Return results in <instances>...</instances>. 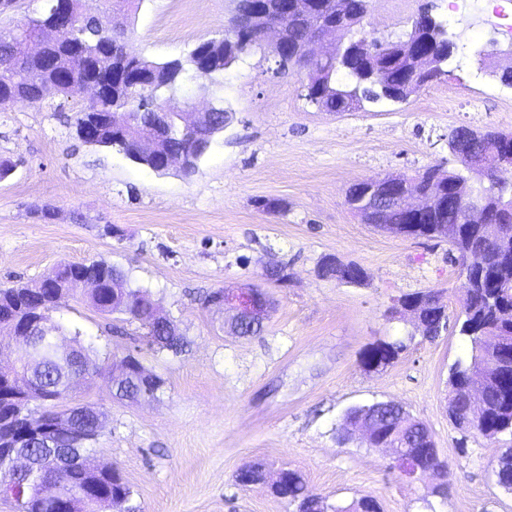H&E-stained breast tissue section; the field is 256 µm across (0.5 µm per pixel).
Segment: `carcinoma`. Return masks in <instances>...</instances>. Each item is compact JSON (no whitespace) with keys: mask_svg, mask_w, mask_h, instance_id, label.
<instances>
[{"mask_svg":"<svg viewBox=\"0 0 512 512\" xmlns=\"http://www.w3.org/2000/svg\"><path fill=\"white\" fill-rule=\"evenodd\" d=\"M69 5L67 17L73 28L76 40L92 48L101 41L107 46L100 50L101 56L89 64L71 55L62 46H51L44 50L48 62L26 56L24 43L38 33L37 22L31 18L12 29H0V97L15 96L18 100L36 105L43 100L42 89L46 84H55L69 75L80 77L90 71L102 75L112 73L121 67L122 87L109 99L94 104L107 118L96 130L91 145L116 148L133 161L153 172L160 168L159 159L143 157L137 148L138 135L148 127L163 128L168 135L161 138L159 153L162 155L183 153L190 158V165L183 173L195 172L199 159L203 156L200 138L193 132H185L177 115L164 108L174 86L170 81V61H154L141 56L128 57L124 54L125 38L123 19L141 0H112V13L109 18L88 16L82 8V0H64ZM343 9L353 23L360 22L368 12V0H342ZM308 20L292 19L288 23V42L295 45L307 36ZM209 47L206 59L212 74H221L233 64L243 60L264 45L248 35L227 29L219 39L203 42ZM375 63L388 71L390 84L400 85L403 71L408 67V57L388 54L366 60L352 56L346 59V69L338 73L331 67H322L314 82L307 85L305 97L311 103L327 112H349L359 110L366 102H377L385 98L380 91L358 81L370 64ZM503 146L512 147V133L506 134L488 130L478 133V138L468 144L469 152L488 161L485 172L477 175L473 169L450 167L445 180L448 185L435 210L424 223L432 225L428 238H437L436 231L443 224H460L465 233L457 238H448L451 244V262L458 268L462 288L461 310L457 321L459 334L468 338L471 344L470 356L457 360L448 375V416L462 431L475 429L489 438L509 432L508 422L512 421V370L497 374L482 371L483 356L481 344L487 336H499L512 349V313L498 314V306L512 307V234L502 233L493 226H469L461 224L465 200L456 190L455 183H462L473 189L474 194L485 195L489 207L494 211V220L500 224H512V216L498 210V201L507 197L509 188L500 185L501 176L490 164ZM336 258L327 257L320 265V274L325 278L339 279L346 272H360L362 268L354 263H339ZM92 268L99 275L103 287L115 292L108 298L102 294L89 295V305L101 314L121 315V322H135L146 330L145 338L150 346L159 351L174 355L182 353L188 345L186 337L173 323L162 319V313L142 288L130 285L129 272L104 260H96ZM84 269L83 264H69L56 272L54 284L44 289L45 299L52 305L65 301L70 296L69 285L75 276ZM29 284L0 288V313L12 312L22 305ZM404 299L418 300L423 307L422 337L433 339L448 328V313L439 295L432 289L417 291L404 296ZM81 332L74 330L76 358L80 368L95 376L100 373L98 352L92 346L82 343ZM407 345L402 340H380L371 344L362 356L364 366L372 369L385 367L393 362ZM32 374L31 408L40 411L42 416L55 421L66 416L72 428L85 437L79 448H69L60 461L48 458L49 452L42 445L33 444L28 455L39 464L32 474L21 478L19 488L7 493L15 475L9 462L0 459V496L13 498L19 502L21 512H54L51 501L44 499L43 484L55 483L66 489L87 488L88 481H97L105 498L95 495L75 496L72 499L73 512H97V508L107 506L117 512H140L133 504V492L124 481L117 468H105L100 474L89 472L83 464L82 455L91 449L99 432L104 427L107 415L96 411L94 415L80 413V407L64 409L58 404L70 396L72 389L63 386V375L70 370L69 363L61 360L56 351L45 346L27 362ZM106 376L108 383L119 381L115 388L121 399H139L149 392L157 395L162 392L164 379L153 374L152 380L142 381L138 377H123V370L111 363ZM481 388L485 397V412L477 422L467 421L465 388ZM376 436L390 439L395 447L406 448L414 459L429 463L442 474H448V464L441 459L430 430L391 401L379 402L374 412ZM288 481L273 492L276 497L294 507V512H381L378 500L362 496L347 505H331L326 500L307 489L301 475L292 469L287 470ZM496 482L512 491V448L499 459L495 471Z\"/></svg>","mask_w":512,"mask_h":512,"instance_id":"cac0c4a2","label":"carcinoma"}]
</instances>
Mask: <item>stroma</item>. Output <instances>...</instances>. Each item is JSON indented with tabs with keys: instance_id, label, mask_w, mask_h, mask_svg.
Instances as JSON below:
<instances>
[{
	"instance_id": "obj_1",
	"label": "stroma",
	"mask_w": 512,
	"mask_h": 512,
	"mask_svg": "<svg viewBox=\"0 0 512 512\" xmlns=\"http://www.w3.org/2000/svg\"><path fill=\"white\" fill-rule=\"evenodd\" d=\"M424 2L369 0L366 20L399 34ZM432 2L458 49L448 76L403 102L322 111L306 100L303 73L278 71L260 51L202 78L235 119L189 177L83 144L73 123L87 93L0 105V160L15 164L0 180V286L104 260L129 270L132 287L146 288L188 340L175 356L149 348L138 324L113 333L111 317L79 292L52 313L80 329L100 360L135 349L165 381L157 398L131 401L113 397L99 375L71 396L107 412L89 458L121 470L141 512H292L268 485L236 483L256 463L298 471L330 504L373 496L383 512H512V491L494 476L512 435L464 432L448 418V372L466 340L454 330L423 339L409 317L391 314L402 296L425 289L439 292L449 316L459 312L447 239L381 230L345 202L355 183L446 164L455 128L512 132V88L496 78L504 64L488 51L498 32L458 20L449 0ZM234 8L233 0H141L128 16L127 50L184 57L221 36ZM262 199L280 211L259 207ZM329 256L358 264L363 282L321 277ZM276 264L285 279H266ZM225 288L270 296L261 335L225 332L224 313L206 303ZM396 338L407 348L393 363L362 365L372 343ZM377 401L401 405L431 431L448 463L446 497L432 493L436 476L392 469L389 449L339 441L345 410Z\"/></svg>"
}]
</instances>
